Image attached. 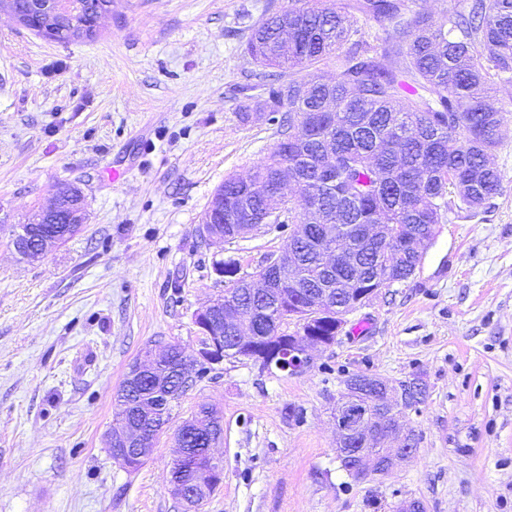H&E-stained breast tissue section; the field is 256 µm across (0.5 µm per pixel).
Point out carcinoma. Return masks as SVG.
I'll list each match as a JSON object with an SVG mask.
<instances>
[{
  "instance_id": "cac0c4a2",
  "label": "carcinoma",
  "mask_w": 512,
  "mask_h": 512,
  "mask_svg": "<svg viewBox=\"0 0 512 512\" xmlns=\"http://www.w3.org/2000/svg\"><path fill=\"white\" fill-rule=\"evenodd\" d=\"M253 29L252 57L279 70L277 79L247 86L266 94L268 112H283V130L270 154L247 178L224 180V239L237 238L236 215L243 206L264 215L278 192L279 160L288 162L296 194L283 195L270 223L293 224L288 245L301 251L292 269L269 271L272 293L292 278L334 288L342 277L371 288L376 276L392 285L412 274L413 260L369 272L355 263L327 272L320 263L325 230L308 209L316 202L333 224L332 242L362 254L357 228L390 224L395 238L440 224L454 197L477 212L500 191L492 162L502 128L512 112L494 101L499 83L512 81V0H468L462 10L437 20L409 13L405 0H300ZM385 33L373 37L359 19ZM323 65L329 80L312 70ZM336 156V167L326 159ZM274 301L254 307L256 335L269 336L285 325ZM167 377L153 374L136 386L141 405L165 406ZM183 447L203 448L191 420Z\"/></svg>"
}]
</instances>
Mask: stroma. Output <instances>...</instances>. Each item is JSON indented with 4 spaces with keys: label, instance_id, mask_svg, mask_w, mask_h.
<instances>
[{
    "label": "stroma",
    "instance_id": "obj_1",
    "mask_svg": "<svg viewBox=\"0 0 512 512\" xmlns=\"http://www.w3.org/2000/svg\"><path fill=\"white\" fill-rule=\"evenodd\" d=\"M291 0H112L95 39L57 42L0 12V512H183L175 430L217 407L224 481L203 512H512V124L501 190L451 208L420 270L350 312L304 371L224 360L172 404L136 471L114 461V396L148 346L195 357V312L255 272L293 227L209 245L196 233L225 178L247 174L279 124L242 88L266 71L254 26ZM81 189L79 231L22 261L13 225ZM354 374L426 389L413 458L351 478L332 411Z\"/></svg>",
    "mask_w": 512,
    "mask_h": 512
}]
</instances>
